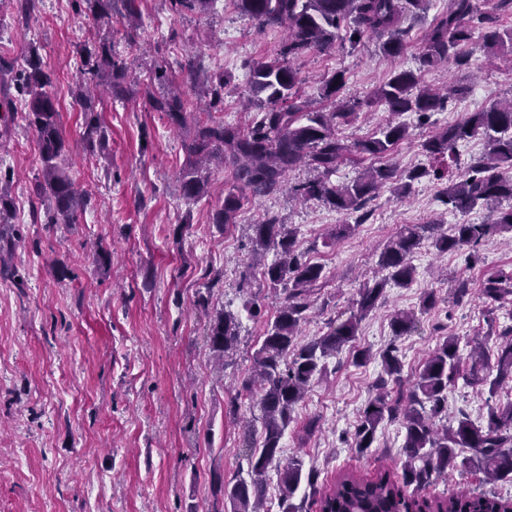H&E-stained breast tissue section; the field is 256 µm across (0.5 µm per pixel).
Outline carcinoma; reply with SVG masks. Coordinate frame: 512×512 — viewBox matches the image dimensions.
<instances>
[{
	"mask_svg": "<svg viewBox=\"0 0 512 512\" xmlns=\"http://www.w3.org/2000/svg\"><path fill=\"white\" fill-rule=\"evenodd\" d=\"M78 7L112 29V4L117 0H76ZM178 12H204L213 0H171ZM237 8L263 26L287 31L279 57L250 68L251 123L228 124L211 117L195 123L183 143L185 164L181 170L183 196L194 201L205 194L201 176L203 164L215 161L227 168L240 193H228L224 206L215 213L214 223L233 224L243 193L265 196L279 191L288 173L301 164L316 176L292 187L295 195L318 198L339 211L359 212L378 188L395 176L387 166L370 167L350 183L336 184L331 176L348 154L380 157L408 136L400 122L382 125L378 135L355 146L347 145L338 128L356 115L361 104L341 98L344 74L336 71L323 78L322 98L331 103L328 111L313 108L300 94L302 78L291 62L306 52L328 50L336 40L356 47L364 38L378 41L383 55L399 58L406 47L410 28L407 18L425 10L428 0H236ZM493 17L478 15L472 0H448V9L427 32L419 56L420 68L452 62L459 68L471 64L461 47L472 42L476 29L483 28V48L494 57L512 59V30L490 26ZM109 39H99V47L87 54L83 77L75 84L74 99L84 114L83 139L89 147L103 145V130L89 96L86 76H104L120 86L122 66L112 59ZM13 82L25 102V119L33 129L43 161L42 181L34 193L47 198V224H72L83 207L76 183L61 160L65 139L60 114L52 91L51 78L43 69L38 49L30 47L23 63H3L0 57V86L5 78ZM469 92L466 85H450L444 93L420 84L416 71L395 69L375 90L367 105L382 106L394 115L414 112L419 119L447 108L448 101ZM189 103L180 91L152 99V108L163 112L178 125L186 123ZM479 137L489 150L455 172L448 169L416 168L406 175L401 192L410 182L426 176L446 179L444 196L452 209L466 213L476 206L498 207L497 218L489 224H455L451 233L438 224L403 228L381 252L379 266L386 271L381 279L367 280L358 290L357 310L346 319L328 323V330L305 343L297 338L311 309L314 288L325 279L324 268L303 259L296 249V229L268 216L254 225V252L264 255L274 250L276 259L264 265L263 277L273 288L283 287L284 299L269 322L255 354L252 375L243 390L256 394L261 428L249 426L243 432L247 473L227 483L223 496L227 512H266L265 487L269 467L280 457L282 439L293 422L296 405L311 384L322 378L325 361L354 342L362 320L375 309L388 282L402 287L414 280L410 257L425 240L440 254L454 253L479 245L492 235L507 234L512 239V206L504 210L501 201H512V99L496 102L471 113L461 123L438 131L422 144L426 155H450L460 141ZM485 302L495 304L512 296V270L491 273L480 290ZM412 313L399 312L390 322L393 335L404 336L415 327ZM239 322L234 314H219L209 326L207 339L214 356L222 360L237 344ZM460 338L448 336L428 355L416 373L407 393L392 395L388 384L401 385V361L394 347L381 355L384 377L376 393L363 409L355 427L352 447L359 454L373 447L379 426L400 420L405 430L402 452L405 462L399 473L381 471L371 479L344 474L336 479L319 500V512H512V498L486 492L450 494L442 500L421 496L438 479L455 472L475 470L487 482L512 484V396L497 397L503 388L512 390V330L499 338L494 350L487 339L475 336L468 341L467 356L459 352ZM473 387H488L497 398L489 407L485 422L477 424L463 414L456 425H439L448 416V387L458 377ZM318 472L305 468L304 459L295 455L279 470V512H307L304 503H294L302 481L317 483Z\"/></svg>",
	"mask_w": 512,
	"mask_h": 512,
	"instance_id": "carcinoma-1",
	"label": "carcinoma"
}]
</instances>
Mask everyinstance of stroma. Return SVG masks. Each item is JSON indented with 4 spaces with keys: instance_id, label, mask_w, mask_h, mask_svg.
Masks as SVG:
<instances>
[{
    "instance_id": "stroma-1",
    "label": "stroma",
    "mask_w": 512,
    "mask_h": 512,
    "mask_svg": "<svg viewBox=\"0 0 512 512\" xmlns=\"http://www.w3.org/2000/svg\"><path fill=\"white\" fill-rule=\"evenodd\" d=\"M447 7L448 0H429L412 19L398 59L386 58L367 38L354 50L337 45L294 60L303 97L320 109L326 105L322 76L343 71L347 96L363 103L341 128L350 145L393 118L365 105L393 68L420 70L422 83L435 88L460 81L471 86L427 123L410 112L396 117L407 125L408 139L380 158L348 155L333 182H351L371 166L389 165L401 176L430 167L421 149L426 138L512 97V68L491 58L478 37L467 48L472 69L452 63L420 69L423 39ZM102 29L75 11L73 0H38L26 19L12 7L0 13V57L20 61L33 46L40 52L57 98L66 168L87 198L76 223H45L46 204L33 192L42 176L36 137L23 114L0 122V171L10 173L15 201L13 233L0 226V255L16 271L12 277L0 272V512H225L214 489L246 468L242 431L255 414L239 389L280 301L253 260V224L275 215L293 225L304 259L324 268L327 282L302 326L305 342L356 310L365 275L405 226L487 224L492 215L483 208L452 211L443 202L444 182L425 178L403 195L385 186L360 224L354 214L285 191L248 197L235 223H215L233 186L229 172L206 171L207 193L186 202L183 134L152 109L150 98L170 82L182 83L194 119L207 120L210 87L187 83L184 66L191 61L202 74L223 77L224 121L245 124L249 70L276 58L284 28L261 26L234 0H214L208 13L184 16L173 12L170 0H134L129 9L120 2L112 11V57L139 91L131 99L107 94L97 101L107 141L90 151L70 88ZM102 250L110 266L96 262ZM412 264L413 284L387 286L355 345L328 359L282 439L285 456H302L324 485L343 473L370 477L401 469L405 431L399 422L383 423L364 454L352 446L382 371V350L396 348L407 382L445 337H495L512 328V300L491 309L478 296L488 272L512 269V246L501 236L486 239L473 254L441 255L425 245ZM245 273L251 285L243 291ZM461 281L468 295L450 298L449 288ZM430 291L436 304L426 309ZM225 310L237 316L240 340L220 371L207 330ZM399 311L415 313L417 324L396 337L390 321ZM360 350L371 353L362 365L354 362ZM312 419L317 429L309 435L304 427Z\"/></svg>"
}]
</instances>
